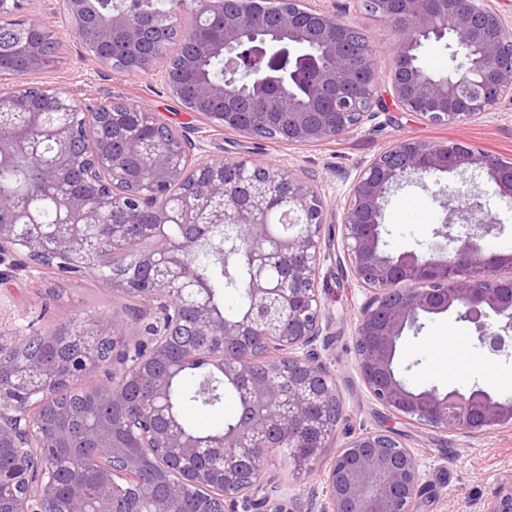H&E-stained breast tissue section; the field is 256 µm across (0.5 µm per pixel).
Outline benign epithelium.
<instances>
[{
    "label": "benign epithelium",
    "instance_id": "obj_1",
    "mask_svg": "<svg viewBox=\"0 0 512 512\" xmlns=\"http://www.w3.org/2000/svg\"><path fill=\"white\" fill-rule=\"evenodd\" d=\"M203 0L209 25L192 37L224 55L231 77L200 76L195 54L165 67L174 97L227 130L270 136L289 146L343 138L391 100L433 124H462L512 99V27L492 0H372L395 36L398 50L386 77L358 58L371 56L369 39L356 45L354 27L337 13L304 0ZM72 31L87 40L97 63L128 74H148L163 63L145 54L185 31L181 18L164 23L134 6L102 13L96 0H63ZM56 34L35 18L21 20L0 57L24 79L53 65L47 41ZM448 39V72H429L420 49ZM256 96L268 111L249 112ZM112 102L106 112L83 110L65 93L28 83L0 88V161L30 156L44 140L51 157L39 166L60 222L0 221V255L55 251L78 268L95 259L112 291L161 317L144 339L126 344L115 320L93 327L57 324L55 348L79 357L51 359L34 351L21 361L0 356V512H63L46 494L43 475L62 448H109L89 480L74 479L70 500L84 512H180L188 488L198 512L216 501L245 504L267 482L273 448L288 462L312 469L330 447L331 424L343 414L335 380L313 349L322 333L321 255L330 240L329 211L307 179L260 159L206 163L182 152L185 136L171 129L164 143L143 124L156 119ZM485 171L493 193L512 207V161L474 150L463 140L439 143L400 139L381 152L353 183L342 215V241L352 276L374 292L356 326L357 366L375 401L401 419L442 433L486 434L512 427V395L482 389L441 393L416 389L400 375L397 345L423 316L454 312L476 326L481 344L500 352L512 342V251L485 240L499 230L480 195L452 197L424 253L384 249L382 212L390 192L411 177L422 184L438 173ZM166 224L182 233L170 237ZM224 232V262L245 259L248 308L241 318L219 315L197 272L198 255ZM454 244L448 249V244ZM508 272L502 277L500 273ZM113 342L112 358L99 359V342ZM205 353L237 390L242 410L232 430L201 439L176 420L171 371ZM104 378L91 389L93 426L79 439L58 400V384L87 373ZM168 475L158 489L141 465L143 453ZM323 512H418L423 493L419 454L391 432L367 431L347 441L321 472ZM488 512H512V483L502 486Z\"/></svg>",
    "mask_w": 512,
    "mask_h": 512
}]
</instances>
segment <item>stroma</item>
<instances>
[{"label": "stroma", "instance_id": "stroma-1", "mask_svg": "<svg viewBox=\"0 0 512 512\" xmlns=\"http://www.w3.org/2000/svg\"><path fill=\"white\" fill-rule=\"evenodd\" d=\"M307 6L339 13L365 31L372 45L371 60L379 73L389 69L397 43L380 18L366 10L364 0H305ZM30 14L59 32L60 60L31 75V83L63 91L80 106L96 107L123 101L146 107L161 120L183 131L195 157L203 161L258 158L308 177L328 207L343 211L356 177L380 152L401 138L424 141L460 139L474 149L512 160V102L462 125H435L421 117L388 107L366 119L348 137L291 147L275 139L256 138L214 126L191 112L154 75H129L101 66L85 45L64 30L62 0H33ZM482 192L485 212L500 227L489 241L512 248V209L490 190L487 176L475 171L428 178L426 187L408 183L392 192L385 205L382 235L389 251H425L440 217L439 190ZM335 240L321 261L319 294L328 329L315 347L343 399L344 412L336 427L333 447H341L364 431H390L422 458L425 488L420 512H484L500 486L512 482V428L485 435L440 433L401 420L376 402L357 369L355 326L371 292L351 275L341 224H333ZM94 320L103 316L122 322L127 341L139 339L154 314L137 315L128 298L108 289L61 281L34 268L21 253L0 256V345H14L19 334L54 326L74 315ZM474 324L442 314L426 320L420 332H406L399 365L413 387L445 392L480 387L493 393H512V347L493 352L480 344ZM323 483L317 471L294 469L276 455L269 481L259 492L257 507L228 504L224 512H321Z\"/></svg>", "mask_w": 512, "mask_h": 512}]
</instances>
